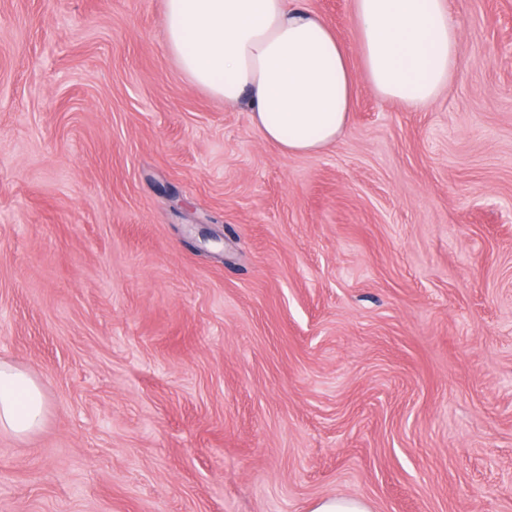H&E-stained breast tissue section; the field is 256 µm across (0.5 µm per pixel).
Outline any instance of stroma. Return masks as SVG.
Wrapping results in <instances>:
<instances>
[{
	"instance_id": "35a3bbf8",
	"label": "stroma",
	"mask_w": 512,
	"mask_h": 512,
	"mask_svg": "<svg viewBox=\"0 0 512 512\" xmlns=\"http://www.w3.org/2000/svg\"><path fill=\"white\" fill-rule=\"evenodd\" d=\"M289 155L170 55L165 0H0V512H512V0L461 66ZM48 414L40 383L19 366L0 363V433L25 438L38 432ZM310 512H372L370 505L358 498L347 496L326 497L316 500Z\"/></svg>"
}]
</instances>
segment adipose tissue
<instances>
[{
  "label": "adipose tissue",
  "mask_w": 512,
  "mask_h": 512,
  "mask_svg": "<svg viewBox=\"0 0 512 512\" xmlns=\"http://www.w3.org/2000/svg\"><path fill=\"white\" fill-rule=\"evenodd\" d=\"M364 72L379 96L422 107L460 66L447 0H354ZM164 32L181 71L228 105H246L261 136L293 155L345 133L356 76L326 20L288 0H165ZM48 414L40 383L0 363V433L25 438Z\"/></svg>",
  "instance_id": "obj_1"
}]
</instances>
